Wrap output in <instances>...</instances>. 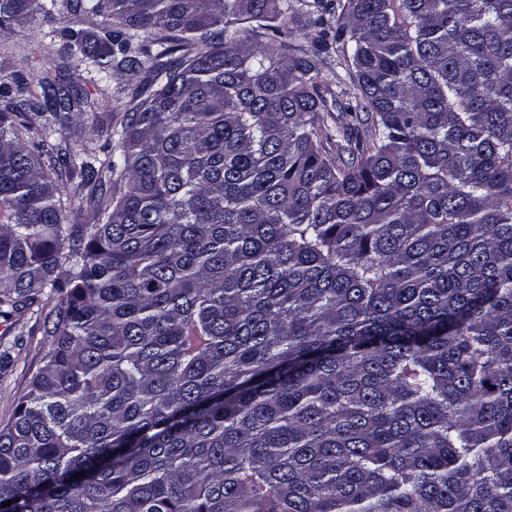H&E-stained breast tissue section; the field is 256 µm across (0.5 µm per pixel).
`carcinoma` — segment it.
<instances>
[{
  "mask_svg": "<svg viewBox=\"0 0 512 512\" xmlns=\"http://www.w3.org/2000/svg\"><path fill=\"white\" fill-rule=\"evenodd\" d=\"M309 8L357 80L334 135L285 0H76L38 99L0 77V317L60 294L0 512H512V0ZM73 60L143 74L117 151L62 160L90 224ZM63 181L66 184L64 195L62 196V205L66 210L69 224H85L88 216L91 214V208L86 207L85 197L88 194L89 188H77L79 183L78 178L70 179L63 176ZM84 198V203L80 205L81 198Z\"/></svg>",
  "mask_w": 512,
  "mask_h": 512,
  "instance_id": "1",
  "label": "carcinoma"
}]
</instances>
